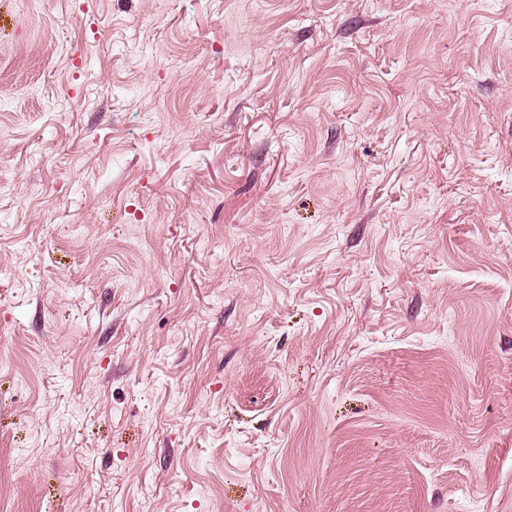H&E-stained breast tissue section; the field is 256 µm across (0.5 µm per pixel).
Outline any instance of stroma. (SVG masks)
<instances>
[{"instance_id":"1","label":"stroma","mask_w":512,"mask_h":512,"mask_svg":"<svg viewBox=\"0 0 512 512\" xmlns=\"http://www.w3.org/2000/svg\"><path fill=\"white\" fill-rule=\"evenodd\" d=\"M0 512H512V0H0Z\"/></svg>"}]
</instances>
